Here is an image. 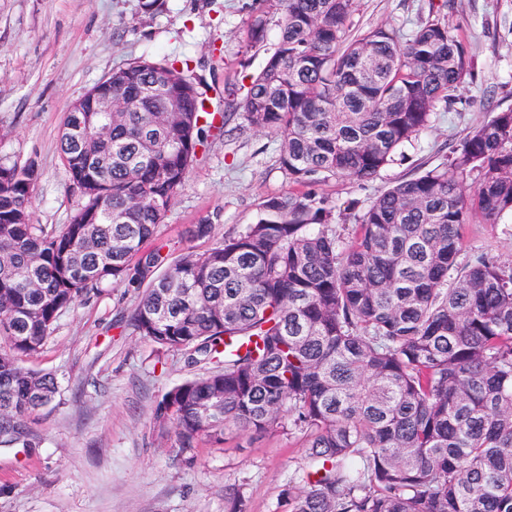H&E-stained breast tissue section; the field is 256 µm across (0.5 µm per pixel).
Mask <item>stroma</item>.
Masks as SVG:
<instances>
[{"mask_svg": "<svg viewBox=\"0 0 512 512\" xmlns=\"http://www.w3.org/2000/svg\"><path fill=\"white\" fill-rule=\"evenodd\" d=\"M254 0H0V164L35 161L40 171L33 221L68 223L81 199L59 148L69 105L113 69L136 61H189L228 130L209 138L160 226L174 249L191 244L200 219L220 212L217 237L251 223L259 203L290 189L279 165L280 139L244 121L239 104L248 72L277 41L269 22L263 46L247 42ZM446 24L468 47L471 74L453 102L438 103L430 128L404 158L365 184L329 181L338 206L366 207L396 183L444 164L452 149L486 122L483 96L512 107V0H355L350 36L376 26L409 35L425 19ZM467 247L512 260V223L472 218ZM134 294L102 284L64 312L31 368L53 372L61 403L36 410L26 426L34 445L0 443V512H224V487L244 485L250 512H284L289 475L304 454L281 428L260 437L227 435L175 456L174 435L154 425L165 391L194 373L183 354L160 353L120 328Z\"/></svg>", "mask_w": 512, "mask_h": 512, "instance_id": "stroma-1", "label": "stroma"}]
</instances>
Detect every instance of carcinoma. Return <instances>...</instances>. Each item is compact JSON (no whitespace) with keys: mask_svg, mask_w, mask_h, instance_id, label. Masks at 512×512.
Returning <instances> with one entry per match:
<instances>
[{"mask_svg":"<svg viewBox=\"0 0 512 512\" xmlns=\"http://www.w3.org/2000/svg\"><path fill=\"white\" fill-rule=\"evenodd\" d=\"M354 0H257L248 42L279 35L242 99L243 119L279 135L293 188L252 223L174 254L159 226L223 132L189 67L112 70L129 112L66 116L59 138L82 199L67 224L32 223L38 165L0 164V437L27 445L25 417L60 397L55 374L23 366L59 317L106 282L138 297L126 326L196 373L157 402L177 453L233 428L278 425L304 449L288 512H512V260L464 253L465 224L512 221V108L495 112L448 163L381 192L336 228L331 179L368 182L464 83L466 47L437 22L410 37H349ZM169 86L179 112L147 91ZM110 125L97 156L82 139ZM474 178L473 190L464 178ZM220 213L194 226L215 238ZM226 512H249L241 484Z\"/></svg>","mask_w":512,"mask_h":512,"instance_id":"cac0c4a2","label":"carcinoma"}]
</instances>
